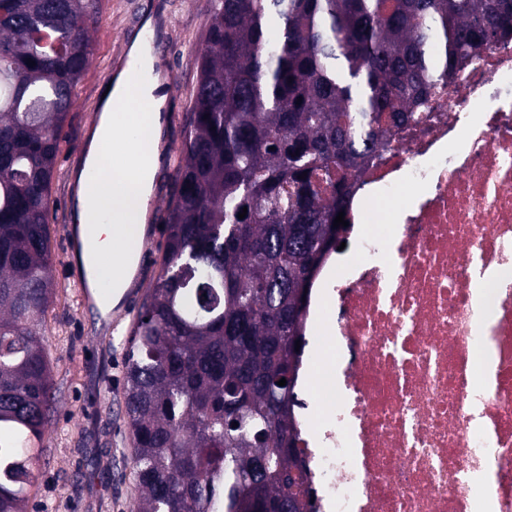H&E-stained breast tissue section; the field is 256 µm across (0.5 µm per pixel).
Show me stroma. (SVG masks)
Segmentation results:
<instances>
[{"mask_svg":"<svg viewBox=\"0 0 512 512\" xmlns=\"http://www.w3.org/2000/svg\"><path fill=\"white\" fill-rule=\"evenodd\" d=\"M207 6L208 0H102L91 29L92 64L76 88L62 131L59 179L52 192L49 222L57 288L47 315L46 339L51 346L57 404L28 512H130L138 493L125 462L133 448L126 428L125 353L140 307L138 299L159 271L165 244L162 223L174 191V170L163 167L156 176V198L147 214L142 245L148 259L136 267L129 287L136 299L126 302L122 319L100 318L96 304H79L71 280L77 271L75 259L65 254L62 239L74 222L71 189L83 166V147L107 83L100 64L127 52L144 21L154 19V43H167L173 49L160 69L173 71L181 87L179 96L166 101L170 120L162 128V137L181 144L197 77L196 48L207 29ZM110 454L116 455V463H107Z\"/></svg>","mask_w":512,"mask_h":512,"instance_id":"stroma-1","label":"stroma"}]
</instances>
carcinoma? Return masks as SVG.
I'll list each match as a JSON object with an SVG mask.
<instances>
[{"instance_id": "1", "label": "carcinoma", "mask_w": 512, "mask_h": 512, "mask_svg": "<svg viewBox=\"0 0 512 512\" xmlns=\"http://www.w3.org/2000/svg\"><path fill=\"white\" fill-rule=\"evenodd\" d=\"M94 5L0 0V512H25L52 426L49 214ZM509 38L512 0H209L165 248L125 360L133 512H316L295 342L334 219L388 127Z\"/></svg>"}]
</instances>
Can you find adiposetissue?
Returning a JSON list of instances; mask_svg holds the SVG:
<instances>
[{
  "label": "adipose tissue",
  "mask_w": 512,
  "mask_h": 512,
  "mask_svg": "<svg viewBox=\"0 0 512 512\" xmlns=\"http://www.w3.org/2000/svg\"><path fill=\"white\" fill-rule=\"evenodd\" d=\"M131 57L133 66L121 71L110 86L91 138L88 162L103 168L104 176L94 193L81 195L78 205L80 228L90 233L83 254L95 259L87 278L90 288L99 292L98 308L104 315L118 304L130 285L159 170L157 144L164 97L157 60L147 45L139 43L132 47ZM133 100L146 103L151 116L140 126L138 135L126 139L127 161L118 168L105 163L101 150L116 135L122 111Z\"/></svg>",
  "instance_id": "obj_1"
}]
</instances>
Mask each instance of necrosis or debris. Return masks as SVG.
<instances>
[{
  "label": "necrosis or debris",
  "instance_id": "obj_1",
  "mask_svg": "<svg viewBox=\"0 0 512 512\" xmlns=\"http://www.w3.org/2000/svg\"><path fill=\"white\" fill-rule=\"evenodd\" d=\"M353 184L350 271L317 278L306 329L332 337L300 423L318 512H512V43L456 70L418 124L387 133ZM494 268L490 334L472 269ZM498 356L493 383L480 363Z\"/></svg>",
  "mask_w": 512,
  "mask_h": 512
}]
</instances>
